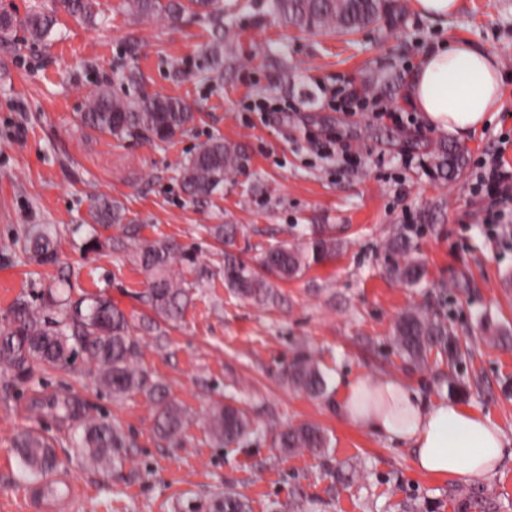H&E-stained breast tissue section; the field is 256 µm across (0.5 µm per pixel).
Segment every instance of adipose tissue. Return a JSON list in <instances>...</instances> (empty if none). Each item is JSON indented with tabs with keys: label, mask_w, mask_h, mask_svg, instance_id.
<instances>
[{
	"label": "adipose tissue",
	"mask_w": 512,
	"mask_h": 512,
	"mask_svg": "<svg viewBox=\"0 0 512 512\" xmlns=\"http://www.w3.org/2000/svg\"><path fill=\"white\" fill-rule=\"evenodd\" d=\"M501 85L500 70L487 52L451 41L425 52L409 92L432 125L465 134L499 111ZM339 408L351 423L412 448L414 466L423 473L481 478L496 470L503 455V434L490 418L447 401L422 405L392 377L349 382Z\"/></svg>",
	"instance_id": "obj_1"
}]
</instances>
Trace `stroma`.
Instances as JSON below:
<instances>
[{
  "label": "stroma",
  "instance_id": "35a3bbf8",
  "mask_svg": "<svg viewBox=\"0 0 512 512\" xmlns=\"http://www.w3.org/2000/svg\"><path fill=\"white\" fill-rule=\"evenodd\" d=\"M249 2L233 19L236 64L220 74L206 21L137 17L124 0H97L89 24L60 12L58 0H0V14L58 16L47 41L19 26L0 37V326L17 300L39 305L48 287L103 294L134 320L147 313V279L125 253L83 249L78 226L102 196L141 219L142 237L174 241L209 274L164 343L139 340L140 366L186 415L179 444L158 437L147 396L112 397L80 366L26 382L0 376V512H36L34 483L13 448L28 429L53 443L58 467L48 482L75 489L67 512H216L227 488L251 512H405L411 504L458 512L477 484L492 492L488 512H512V288L501 284L512 271V198L494 203L475 187L484 157L512 168V0H461L445 20L397 0L395 17L353 36L286 27L266 0ZM455 39L486 51L504 77L499 113L464 136L429 125L406 95L427 48ZM283 58L285 85L273 67ZM130 68L138 84L116 79ZM102 88L120 98H183L195 120L168 144L98 133L77 115ZM215 138L243 145L245 159L221 192L198 203L179 170ZM449 148L462 159L452 176L436 167ZM34 224L55 225V263L26 258ZM208 224L237 225L234 249L251 263L272 245L299 243L313 224L333 227L339 245L332 258L276 283L277 304L261 305L225 288ZM399 234L426 268L421 285L386 271L385 246ZM413 308L436 313L450 332L447 352L430 351L418 364L394 336ZM300 353L323 372L322 396L286 380ZM364 376L395 377L422 403L449 400L490 416L505 436L497 469L476 482L418 472L411 448L341 414L342 382ZM52 396L119 424L133 442L124 461L87 465L71 443L72 422L35 409ZM230 399L254 432L217 447L206 417L213 402ZM302 423L323 430L325 453L276 448L282 429Z\"/></svg>",
  "mask_w": 512,
  "mask_h": 512
}]
</instances>
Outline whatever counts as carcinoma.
I'll use <instances>...</instances> for the list:
<instances>
[{
	"mask_svg": "<svg viewBox=\"0 0 512 512\" xmlns=\"http://www.w3.org/2000/svg\"><path fill=\"white\" fill-rule=\"evenodd\" d=\"M63 10L82 20H96L95 0H60ZM125 7L135 16L162 15L176 20L193 14L212 27L214 42L211 53L224 54L232 64L235 32L224 23L237 5L224 6V0H126ZM268 8L286 27L300 30L336 28L355 34L372 24L393 17L399 9L396 0H269ZM56 19L35 12L21 21L30 36L39 41L50 38ZM81 125L96 132L117 136L146 135L151 140L168 143L193 123V107L174 96L145 95L135 101L112 95L103 88L93 97L85 111L79 113ZM240 147L215 139L201 145L184 163L180 177L185 192L197 202L207 201L224 188L226 175L242 163ZM114 224L125 225L126 237L117 247L147 277L148 288L143 301L149 313L133 322L112 300L102 295H86L77 300L62 298L49 288L40 296L41 307L54 312L45 317L25 301L18 302L9 324L0 329V371L19 381L28 380L35 372L78 359L95 372L97 383L116 395L145 394L157 407L155 430L160 438L177 443L185 426L184 414L167 401L164 387L153 380L136 359L139 354L137 332L152 333L162 341V325L178 320L188 301L193 284L171 274L172 267L188 260L186 253L166 239L147 240L140 237L137 219L128 215L124 205L112 198L94 202L87 218L90 227L84 248L96 251L102 247V231ZM203 229L216 241L228 247L224 251V286L234 295L255 302L268 300L273 294L272 280L286 281L306 268L336 254V238L313 229L300 245L269 247L260 268L243 260L231 247L237 227L233 224L205 225ZM24 251L33 262L51 264L57 259L56 239L49 224H36L25 233ZM410 242L398 235L385 249V266L396 279L412 286L420 283L424 266L409 258ZM395 339L401 352L415 362L425 360L427 352L448 351V326L435 314L422 309L404 313L395 326ZM286 379L312 395L326 391V382L313 358L299 354L288 365ZM45 407L51 413L70 416L74 405L69 398L54 397ZM210 436L221 444H231L252 429V421L237 405L217 403L207 419ZM76 443L83 456L95 466L104 467L124 448L132 446L122 429L104 418H86L77 426ZM276 446L288 453L304 448L323 453L329 447L324 432L303 423L277 434ZM17 455L24 472L33 478L47 474L55 466L48 439L35 432H24L15 440ZM484 489L471 490L461 504V512H479ZM218 512H249V504L237 492L224 490Z\"/></svg>",
	"mask_w": 512,
	"mask_h": 512,
	"instance_id": "1",
	"label": "carcinoma"
}]
</instances>
